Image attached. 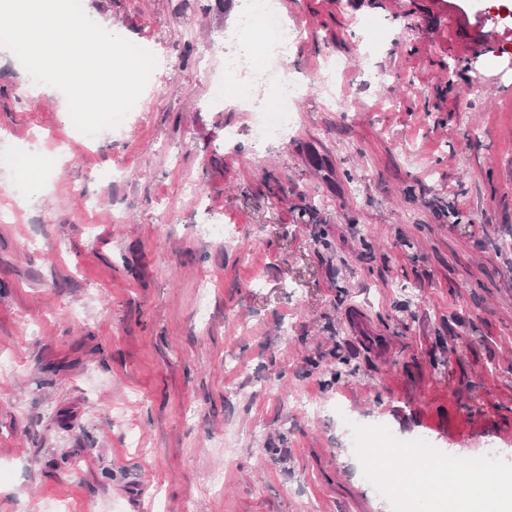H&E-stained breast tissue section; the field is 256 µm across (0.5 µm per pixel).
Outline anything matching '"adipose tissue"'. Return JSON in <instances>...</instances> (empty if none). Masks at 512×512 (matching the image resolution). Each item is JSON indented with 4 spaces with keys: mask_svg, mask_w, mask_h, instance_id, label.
<instances>
[{
    "mask_svg": "<svg viewBox=\"0 0 512 512\" xmlns=\"http://www.w3.org/2000/svg\"><path fill=\"white\" fill-rule=\"evenodd\" d=\"M461 480L456 465L441 467L439 474L429 487L430 512H471L473 500H482L485 512H512V475L496 483H489L484 476L473 473L464 481L463 493L448 497L441 490L450 483Z\"/></svg>",
    "mask_w": 512,
    "mask_h": 512,
    "instance_id": "adipose-tissue-1",
    "label": "adipose tissue"
}]
</instances>
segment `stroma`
I'll return each mask as SVG.
<instances>
[{"label":"stroma","mask_w":512,"mask_h":512,"mask_svg":"<svg viewBox=\"0 0 512 512\" xmlns=\"http://www.w3.org/2000/svg\"><path fill=\"white\" fill-rule=\"evenodd\" d=\"M278 7L282 140L201 74L241 0H83L160 73L91 144L0 47V155L52 163L0 167V512H421L365 477L384 429L512 474V0ZM348 321L361 346L371 349L377 346L376 336H372V329L361 311L352 312L348 316Z\"/></svg>","instance_id":"obj_1"}]
</instances>
